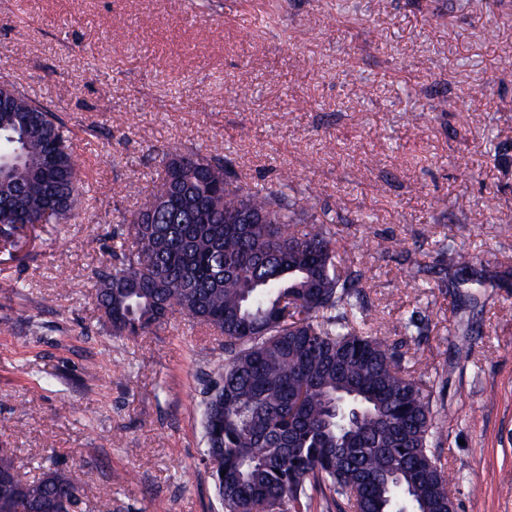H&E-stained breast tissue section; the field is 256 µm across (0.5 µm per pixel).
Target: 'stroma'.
<instances>
[{
	"label": "stroma",
	"mask_w": 512,
	"mask_h": 512,
	"mask_svg": "<svg viewBox=\"0 0 512 512\" xmlns=\"http://www.w3.org/2000/svg\"><path fill=\"white\" fill-rule=\"evenodd\" d=\"M1 82L63 117L89 197L0 247V448L25 479L80 469L82 512H223L199 406L223 338L181 315L112 335L92 280L182 149L343 205L338 254L433 385L459 512H512V0H0ZM448 245L490 276L476 308Z\"/></svg>",
	"instance_id": "obj_1"
}]
</instances>
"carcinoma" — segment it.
<instances>
[{"mask_svg": "<svg viewBox=\"0 0 512 512\" xmlns=\"http://www.w3.org/2000/svg\"><path fill=\"white\" fill-rule=\"evenodd\" d=\"M291 183L244 187L221 156L170 154L124 218L113 264L92 273L101 317L115 336L178 313L224 337L202 414V461L224 512H301L313 491L348 512H448L432 387L402 368L399 346L360 327L361 275L337 261L342 208L319 216ZM87 201L66 123L5 90L0 241L66 224ZM242 213L254 223H235ZM448 273L465 288L487 282L462 249H448ZM15 474L13 451L0 448V476ZM22 488L10 512H49L61 492L79 500L81 474L56 467Z\"/></svg>", "mask_w": 512, "mask_h": 512, "instance_id": "cac0c4a2", "label": "carcinoma"}]
</instances>
